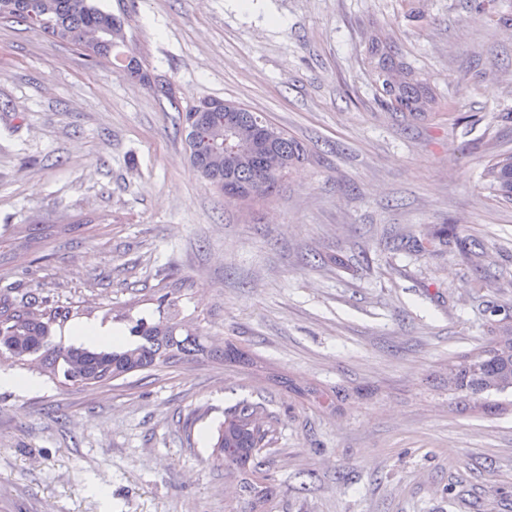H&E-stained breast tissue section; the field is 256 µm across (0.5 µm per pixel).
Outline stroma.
Segmentation results:
<instances>
[{"mask_svg": "<svg viewBox=\"0 0 512 512\" xmlns=\"http://www.w3.org/2000/svg\"><path fill=\"white\" fill-rule=\"evenodd\" d=\"M96 3L174 96L0 19V288L122 329L173 291L249 359L0 387V512H512V389L448 386L449 361L512 325V203L481 184L512 153V0ZM380 33L432 111L386 106ZM211 98L268 116L309 159L226 202L176 126ZM243 399L278 418L257 471L212 456Z\"/></svg>", "mask_w": 512, "mask_h": 512, "instance_id": "stroma-1", "label": "stroma"}]
</instances>
